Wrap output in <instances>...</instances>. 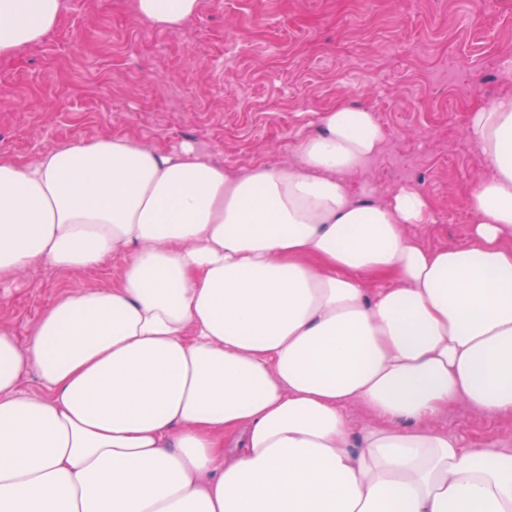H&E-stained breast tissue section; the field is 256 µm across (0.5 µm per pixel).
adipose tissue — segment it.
<instances>
[{"label": "adipose tissue", "mask_w": 512, "mask_h": 512, "mask_svg": "<svg viewBox=\"0 0 512 512\" xmlns=\"http://www.w3.org/2000/svg\"><path fill=\"white\" fill-rule=\"evenodd\" d=\"M63 9L0 0V58ZM199 9L134 0L160 30ZM320 126L289 167L120 134L0 156L1 284L123 260L27 345L0 328V512H512V454L434 425L459 400L512 414V95L471 116L489 174L464 245L409 234L431 221L416 188L352 194L384 138L371 109Z\"/></svg>", "instance_id": "ef3b65f1"}]
</instances>
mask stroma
<instances>
[{"mask_svg":"<svg viewBox=\"0 0 512 512\" xmlns=\"http://www.w3.org/2000/svg\"><path fill=\"white\" fill-rule=\"evenodd\" d=\"M65 3L43 42L0 58V156L28 161L123 133L188 143L232 169L290 164L300 134L345 100L370 108L385 134L352 193L383 202L417 187L432 220L411 233L467 242V191L487 174L469 117L512 93V0H201L169 31L139 19L132 0ZM121 269L34 263L0 285V325L27 344L56 298L117 284ZM436 425L463 446L512 452V416L458 402Z\"/></svg>","mask_w":512,"mask_h":512,"instance_id":"1","label":"stroma"}]
</instances>
